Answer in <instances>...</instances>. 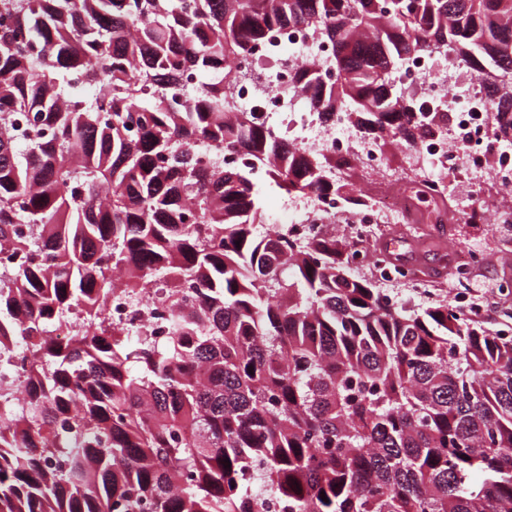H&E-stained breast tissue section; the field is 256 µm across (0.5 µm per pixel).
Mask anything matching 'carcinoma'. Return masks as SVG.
Instances as JSON below:
<instances>
[{
    "mask_svg": "<svg viewBox=\"0 0 512 512\" xmlns=\"http://www.w3.org/2000/svg\"><path fill=\"white\" fill-rule=\"evenodd\" d=\"M0 11V366L29 352L0 382V512H256L262 493L284 512H512V328L390 301L333 236H257L259 178L366 201L345 191L356 165L230 115L224 84L306 30L335 79L301 66L285 94L413 149L448 113L415 111L393 74L451 50L512 143V0ZM115 270L130 296L157 286L165 344L109 323ZM72 316L86 330L56 336Z\"/></svg>",
    "mask_w": 512,
    "mask_h": 512,
    "instance_id": "cac0c4a2",
    "label": "carcinoma"
}]
</instances>
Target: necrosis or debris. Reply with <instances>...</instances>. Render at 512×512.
<instances>
[{
  "label": "necrosis or debris",
  "instance_id": "obj_1",
  "mask_svg": "<svg viewBox=\"0 0 512 512\" xmlns=\"http://www.w3.org/2000/svg\"><path fill=\"white\" fill-rule=\"evenodd\" d=\"M277 39L286 42L291 50L280 66L259 71L246 60L236 66L230 81L234 110L256 113L259 120L271 128L276 125L277 113L295 111L303 103L302 98L284 95L302 60H311L322 68L328 64L331 55L330 46L307 31L283 30L278 32ZM438 64V57L420 55L404 60L398 70L400 85L417 89L424 111L445 108L452 114L447 134L425 140L416 149V157L430 160L448 173L463 170L473 179H490L505 203L511 204L512 150L500 151L490 159L476 149L477 144L493 138L478 80L472 77L459 81L457 72L462 65L456 60H449L444 70L439 69ZM294 143L313 152L331 150L337 159L357 163L373 176L382 172L383 153L380 145L359 137L341 116L334 123L325 125L320 122L317 112L306 110ZM399 204V198L392 197L384 203L347 211L342 209L334 196L315 195L304 202L298 218L288 224L287 230L298 237L316 238L330 233L334 225L343 224L347 226L351 239L363 241L370 236L374 225L386 223L390 211ZM107 313L116 327L126 328L143 322L157 343H165L167 339V313L158 304L153 289H146L140 303L136 304L121 287H114Z\"/></svg>",
  "mask_w": 512,
  "mask_h": 512
}]
</instances>
